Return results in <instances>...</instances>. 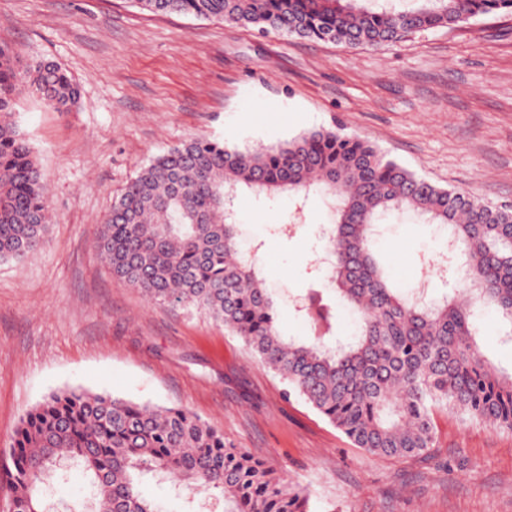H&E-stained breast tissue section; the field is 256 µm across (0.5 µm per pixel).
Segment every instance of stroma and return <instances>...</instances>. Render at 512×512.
Listing matches in <instances>:
<instances>
[{"mask_svg": "<svg viewBox=\"0 0 512 512\" xmlns=\"http://www.w3.org/2000/svg\"><path fill=\"white\" fill-rule=\"evenodd\" d=\"M0 44L22 64H60L81 102L57 112L30 90L15 112L44 173L52 220L42 250L0 262V467L24 414L51 392L81 387L188 409L226 443L305 486L314 512H512V431L435 416L427 458L368 455L206 314L158 305L117 279L95 230L141 167L194 136L268 145L342 124L387 158L445 189L512 205V15L416 32L393 45L340 44L191 15H157L134 0H0ZM293 199L243 195L239 230L257 244L279 328L303 337L293 299L327 286L319 266L322 197L294 230L277 226ZM432 226L393 214L377 247L401 287L432 296L459 277L431 276ZM496 315L480 347L512 372V340ZM139 489L160 512H204L219 491L188 495L172 477ZM46 512H90L75 465L42 486Z\"/></svg>", "mask_w": 512, "mask_h": 512, "instance_id": "obj_1", "label": "stroma"}]
</instances>
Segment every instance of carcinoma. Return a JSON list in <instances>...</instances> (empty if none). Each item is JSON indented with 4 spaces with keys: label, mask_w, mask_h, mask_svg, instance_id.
Instances as JSON below:
<instances>
[{
    "label": "carcinoma",
    "mask_w": 512,
    "mask_h": 512,
    "mask_svg": "<svg viewBox=\"0 0 512 512\" xmlns=\"http://www.w3.org/2000/svg\"><path fill=\"white\" fill-rule=\"evenodd\" d=\"M154 14L197 18L333 41L349 48L395 44L435 27L512 13V0H419L396 11L363 0H135ZM29 89L58 112L79 90L59 65L23 66L0 46V261L38 252L48 234L44 174L15 120ZM245 191L284 193L299 219L310 193L333 200L326 230L332 289L311 287L303 339L278 325V296L258 254L239 247L234 200ZM405 210L451 228L445 254L461 252L467 288L417 299L388 281L373 250L376 224ZM112 273L157 303L194 308L238 336L353 444L376 457L407 459L434 447L436 409L512 430V373L485 358L483 311L512 325V207L435 186L335 124L251 149L195 137L144 166L94 237ZM355 316L345 343L341 311ZM14 512H43L38 485L57 462L75 459L96 487L94 512H158L139 479L166 473L190 491L218 490L224 512H310L309 494L267 463L224 442L187 409L152 406L80 388L57 390L29 410L10 443Z\"/></svg>",
    "instance_id": "carcinoma-1"
}]
</instances>
